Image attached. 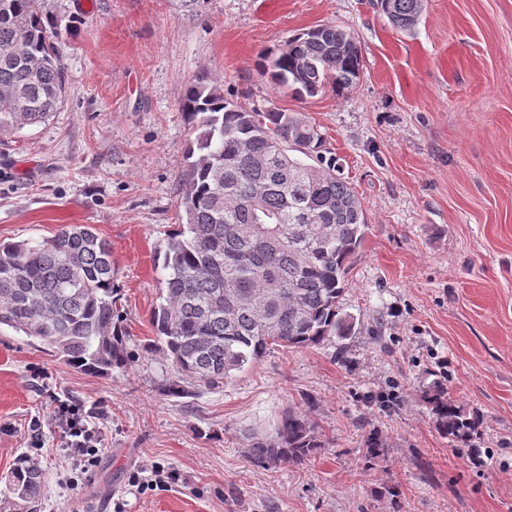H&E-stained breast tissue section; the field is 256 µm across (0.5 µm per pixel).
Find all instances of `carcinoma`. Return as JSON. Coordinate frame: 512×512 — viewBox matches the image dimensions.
Returning a JSON list of instances; mask_svg holds the SVG:
<instances>
[{
	"instance_id": "cac0c4a2",
	"label": "carcinoma",
	"mask_w": 512,
	"mask_h": 512,
	"mask_svg": "<svg viewBox=\"0 0 512 512\" xmlns=\"http://www.w3.org/2000/svg\"><path fill=\"white\" fill-rule=\"evenodd\" d=\"M426 0H371L410 32ZM273 83L300 98L342 95L362 69L357 40L318 25L261 57ZM66 94L61 48L42 21L40 0H0V130L47 120ZM187 165L180 178L185 223L169 237L170 270L151 313L154 339L171 361L165 392L184 398L222 388L274 346L307 348L346 336L353 317L340 300L368 230L362 202L323 136L300 112L259 111L224 97L202 72L180 101ZM112 247L90 224H66L40 242H0V327L39 341L63 363L94 374L126 365L114 299ZM438 432L466 443L478 423L438 391ZM326 447L307 415L284 412L274 434L252 438L265 465L298 463ZM44 472L18 458L0 512H41Z\"/></svg>"
}]
</instances>
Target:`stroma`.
Wrapping results in <instances>:
<instances>
[{
    "mask_svg": "<svg viewBox=\"0 0 512 512\" xmlns=\"http://www.w3.org/2000/svg\"><path fill=\"white\" fill-rule=\"evenodd\" d=\"M79 2H40L66 96L47 122L0 131V241L94 225L134 358L87 373L0 329V497L23 455L46 473L42 512H512V0H427L411 32L369 0ZM321 24L354 34L362 70L344 95L301 100L259 55ZM203 70L227 98L315 122L369 230L341 301L351 335L271 349L226 387L175 398L170 361L144 345L182 214L179 103ZM437 384L479 419L472 448L436 429ZM65 400L101 431L85 477L56 421ZM291 408L329 447L257 464L249 433ZM155 462L175 480L139 494L129 474Z\"/></svg>",
    "mask_w": 512,
    "mask_h": 512,
    "instance_id": "1",
    "label": "stroma"
}]
</instances>
